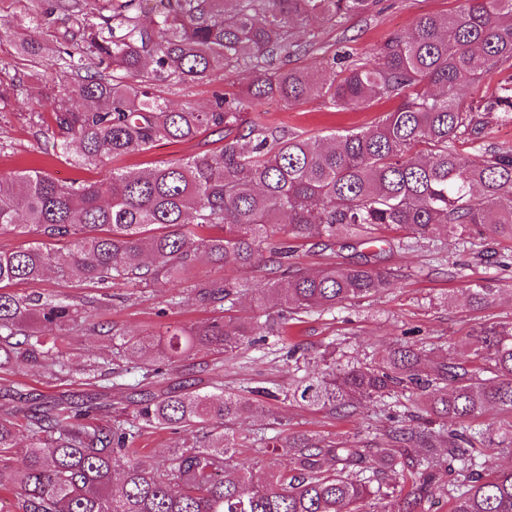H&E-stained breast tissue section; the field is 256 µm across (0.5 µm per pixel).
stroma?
<instances>
[{
  "instance_id": "35a3bbf8",
  "label": "stroma",
  "mask_w": 512,
  "mask_h": 512,
  "mask_svg": "<svg viewBox=\"0 0 512 512\" xmlns=\"http://www.w3.org/2000/svg\"><path fill=\"white\" fill-rule=\"evenodd\" d=\"M458 5L459 0H380L369 17H354L336 26L314 24L316 45L292 56L289 64L319 72L340 50H348L352 58H361L391 33L407 31L416 18L446 13ZM54 28L51 20H44L40 34L45 50L36 65L18 56L11 35L0 31V79L15 82L21 89L17 97L0 101V175L35 169L61 184L95 180L98 172L74 167L67 155L44 154L30 122V113L36 108L30 98L32 88L42 86L53 94L73 81L71 73L55 63ZM252 80V72L240 71L226 77L214 76L208 82L162 85L158 92L172 106L204 110L215 90L240 93ZM394 106V101L389 100L358 110L334 112L319 98L290 105L273 96L262 101L259 112L271 126L318 137L332 130L372 126ZM221 137V132L208 131L189 143L161 139L146 153L124 159L122 165L130 172L163 167L179 158L211 152L220 146ZM369 258L394 273L396 288L325 311L283 314L281 321L291 342L300 346L299 361L288 360L278 337L261 332L250 346L234 356L201 353L182 362L179 368H163L156 376L147 372L154 356H129L125 350L128 341L157 338L169 327L189 331L223 321L228 315L264 323L269 310L263 300V271L200 262L174 283L159 278L145 284L111 287L78 280L65 283L54 272H47L37 281L15 285L13 291L19 295L64 297L81 304L83 318L67 330L63 341L67 369L51 375L39 364L20 360L0 369V389L14 387L37 395L44 402L107 391L116 412L124 406L121 389L125 386L153 392L186 386L207 395L232 393L260 400L262 412L237 418L224 428L225 436L233 439L239 450L240 466L257 476L273 464L288 467V460L271 457L269 445L294 432L328 440L372 439L389 427L385 409L402 410L404 398L365 400L351 416L342 418L300 407L281 398V391L298 372L325 370L322 354L326 351L334 352L337 363L342 365L381 358L395 341L435 353H451L479 323L512 322V242L488 240L477 249L443 237L412 239L406 246L375 257L369 245L347 238L331 251L308 244L298 247L292 261L313 271L329 262L349 266ZM488 279L500 289L496 301L482 309L469 306L463 293L467 283ZM224 280L240 286L232 309H225L219 302L198 301L193 283Z\"/></svg>"
}]
</instances>
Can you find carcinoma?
<instances>
[{"label": "carcinoma", "instance_id": "obj_1", "mask_svg": "<svg viewBox=\"0 0 512 512\" xmlns=\"http://www.w3.org/2000/svg\"><path fill=\"white\" fill-rule=\"evenodd\" d=\"M57 16V61L74 75L54 98L45 152L77 145L73 164L103 170L95 181L59 185L38 170L0 176V234L68 238L65 251L37 245L0 251V368L23 358L48 373L65 370L39 328L64 332L75 304L8 286L53 268L72 279L108 284L172 275L209 259L226 266L263 265L264 298L283 311L330 309L394 287L392 272L369 262L328 265L310 274L288 262V239L330 249L362 234L384 251L382 228L415 239L459 238L481 226L512 242V148L486 147L473 158L457 144L482 139L488 120L512 121V0H462L446 14L418 17L406 32L342 71L333 83L290 67L272 69L315 45V22L336 25L368 16L379 0H102L94 18L85 0H43ZM42 20L12 32L23 60L42 57ZM252 71L242 96L217 94L206 110L173 109L159 83L179 85L221 72ZM508 73L494 93L468 104L459 91ZM277 96L294 105L319 97L337 111L398 100L367 129L319 138L272 127L250 116ZM82 108L70 105L71 99ZM212 129L223 144L203 157L130 174L124 158L159 138L189 141ZM204 302L234 305L238 284L193 285ZM471 305L493 303L492 280L468 285ZM256 327L228 319L158 340L173 365L207 350L235 354ZM462 359L395 344L374 364L332 365L292 381L284 397L315 411L348 416L363 399L416 393L443 420L434 430L409 423L372 442L326 441L288 434L272 451L293 460L257 483L235 462L224 424L259 410L235 395L189 391L142 393L135 419L146 425L212 429L204 447L171 448L160 458L134 448L139 427L96 425L90 415L112 404L58 398L35 410L0 416V489L19 512H365L385 500L388 512H425L435 473L456 470L451 512H512V466L486 477L485 448L512 452V424L495 435L473 419L497 409L512 415V323L481 325ZM28 438L14 465L19 437Z\"/></svg>", "mask_w": 512, "mask_h": 512}]
</instances>
